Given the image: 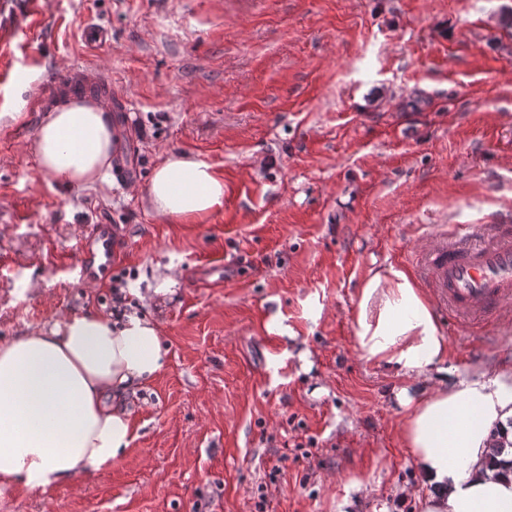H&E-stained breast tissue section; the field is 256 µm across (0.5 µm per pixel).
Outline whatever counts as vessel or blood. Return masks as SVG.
<instances>
[{
  "instance_id": "1",
  "label": "vessel or blood",
  "mask_w": 512,
  "mask_h": 512,
  "mask_svg": "<svg viewBox=\"0 0 512 512\" xmlns=\"http://www.w3.org/2000/svg\"><path fill=\"white\" fill-rule=\"evenodd\" d=\"M40 0H0V43L9 44L16 35V16L37 17ZM488 243H462L457 226L440 224L425 232L413 250L411 264L418 282L438 316L464 322L474 317L512 318V225L489 227ZM79 268L84 280H92L97 257H111L112 233L107 225H96L81 241Z\"/></svg>"
}]
</instances>
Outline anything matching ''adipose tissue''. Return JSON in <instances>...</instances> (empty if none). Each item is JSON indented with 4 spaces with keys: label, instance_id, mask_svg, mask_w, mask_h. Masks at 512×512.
I'll use <instances>...</instances> for the list:
<instances>
[{
    "label": "adipose tissue",
    "instance_id": "1",
    "mask_svg": "<svg viewBox=\"0 0 512 512\" xmlns=\"http://www.w3.org/2000/svg\"><path fill=\"white\" fill-rule=\"evenodd\" d=\"M119 145L109 106L67 97L41 120L33 152L38 170L66 189L105 180ZM149 206L178 224L224 203V180L188 154L154 169ZM160 274L152 288H126L119 311L73 314L0 344V484L44 491L111 467L135 430L130 395L168 365L158 320L148 308L174 295ZM355 345L362 357L402 378L394 395L404 410L400 435L432 496L403 489L421 512H512V369L448 379V342L407 272H369L358 296ZM435 383L416 398L414 383ZM505 446L489 460L492 433Z\"/></svg>",
    "mask_w": 512,
    "mask_h": 512
}]
</instances>
